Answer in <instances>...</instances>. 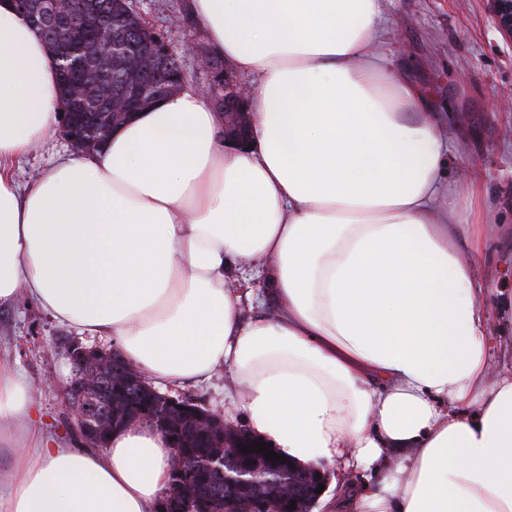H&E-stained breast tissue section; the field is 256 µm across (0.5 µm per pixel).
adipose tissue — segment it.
<instances>
[{
	"instance_id": "adipose-tissue-1",
	"label": "adipose tissue",
	"mask_w": 512,
	"mask_h": 512,
	"mask_svg": "<svg viewBox=\"0 0 512 512\" xmlns=\"http://www.w3.org/2000/svg\"><path fill=\"white\" fill-rule=\"evenodd\" d=\"M187 7L255 78L249 147L186 89L24 186L14 166L61 93L0 0V307L26 293L159 390L226 370L225 398L281 455L373 468L380 490L337 487L325 512H512V373L491 376L469 260L489 234L458 221L444 117L377 53L381 0ZM31 418L0 361V426ZM14 454L0 512H157L171 483L147 424L103 448L36 433Z\"/></svg>"
}]
</instances>
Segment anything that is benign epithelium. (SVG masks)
<instances>
[{
  "label": "benign epithelium",
  "mask_w": 512,
  "mask_h": 512,
  "mask_svg": "<svg viewBox=\"0 0 512 512\" xmlns=\"http://www.w3.org/2000/svg\"><path fill=\"white\" fill-rule=\"evenodd\" d=\"M494 23L512 38V0H489ZM14 11L28 21L50 46L51 59L63 86L60 132L70 145L94 153L104 145L100 133L116 129L142 110L148 102L168 96L173 77L168 70L170 48L134 8L121 18L100 5V0H12ZM79 32L83 43L71 40ZM120 60L141 78L125 96L106 102L99 94L111 80V60ZM251 90L225 83L224 138L243 142L249 136L247 102ZM67 356L74 366L67 387L68 408L85 444L102 448L112 434V415L102 408L97 393L103 382L102 365L112 363V392L125 393L145 385L132 364L112 350L86 348L73 342ZM152 401L126 424L147 422L164 435L173 434L183 447H173L172 473L176 479L191 478L204 471L224 475L239 492L234 512H309L318 500L316 489L324 483L321 469L296 466L288 470L277 459L237 449L224 452L223 436L243 442L248 431L224 421L197 404L150 391ZM296 507L289 508L291 501Z\"/></svg>",
  "instance_id": "7a95c632"
}]
</instances>
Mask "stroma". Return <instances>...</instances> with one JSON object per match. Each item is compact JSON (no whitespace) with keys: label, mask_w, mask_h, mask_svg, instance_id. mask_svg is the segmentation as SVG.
I'll return each instance as SVG.
<instances>
[{"label":"stroma","mask_w":512,"mask_h":512,"mask_svg":"<svg viewBox=\"0 0 512 512\" xmlns=\"http://www.w3.org/2000/svg\"><path fill=\"white\" fill-rule=\"evenodd\" d=\"M150 24L179 54L186 75L185 88H224L199 57L185 55L187 41L207 44L205 31L187 16V0H136ZM383 35L380 52L405 78L425 87L435 111L444 113L453 139L450 179L456 180L454 202L460 223H470L483 210L493 228L488 254L474 263L485 284L493 371L512 368V325L501 312L512 306V111L496 108L502 94L512 92V42L497 31L488 0H382ZM181 16L171 26L172 16ZM70 144L52 133L27 156L18 173L21 182L40 179L52 154L71 153ZM476 169L480 196L470 195L465 172ZM107 347L98 336L78 337L56 322L27 295L0 308V358L24 373L34 389L37 428L74 448L82 439L63 399L69 382L61 371L69 343ZM52 388H45V381ZM179 397L197 402L232 426L246 427L244 415L224 401V379L187 386Z\"/></svg>","instance_id":"35a3bbf8"}]
</instances>
